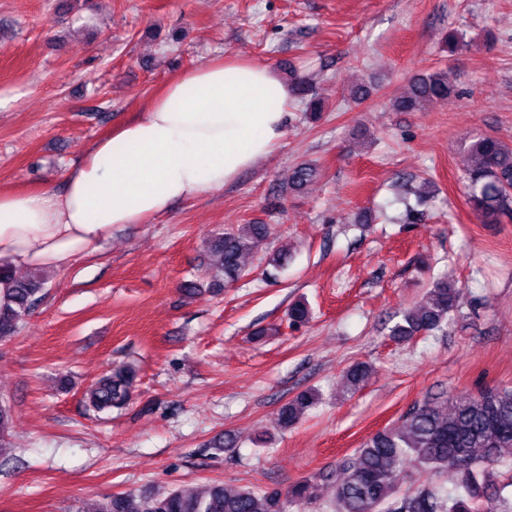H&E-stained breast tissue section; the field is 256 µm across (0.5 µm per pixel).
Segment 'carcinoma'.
<instances>
[{
	"label": "carcinoma",
	"mask_w": 512,
	"mask_h": 512,
	"mask_svg": "<svg viewBox=\"0 0 512 512\" xmlns=\"http://www.w3.org/2000/svg\"><path fill=\"white\" fill-rule=\"evenodd\" d=\"M454 92L448 72L435 69L410 80L408 91L394 99L399 112H416ZM461 152L471 159L462 172L465 203L483 224L512 221V145L490 135H474L461 142ZM319 175L312 163L296 167L290 188L301 190ZM271 235L268 224H244L235 232H223L209 241L218 256L214 277L233 284L245 277L244 255L254 251ZM0 277L13 282L11 304L0 308V339L17 332L18 324L44 296L45 279L35 273L27 280L0 266ZM459 287L439 279L425 300L401 313L390 329L398 341L429 335L448 325L458 307ZM310 308L298 300L288 309L293 325L306 323ZM371 374L370 366L358 363L346 378L354 390ZM135 373L128 365L112 368L92 390L89 402L97 412L123 408L130 399ZM317 400L306 390L284 404L277 421L282 428L298 423ZM512 448V387L485 388L477 393L430 394L415 402L399 426L385 428L369 437L354 453L343 458L344 477L335 489V512H512V498L495 493L496 470L512 471L502 452ZM435 475L452 471V491L427 484L402 493L398 482L407 463ZM324 474L317 473L286 489L213 485L203 490H172L166 494L136 499L131 493L116 494L98 512H312L319 498Z\"/></svg>",
	"instance_id": "carcinoma-1"
}]
</instances>
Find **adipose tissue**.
I'll return each mask as SVG.
<instances>
[{"instance_id":"obj_1","label":"adipose tissue","mask_w":512,"mask_h":512,"mask_svg":"<svg viewBox=\"0 0 512 512\" xmlns=\"http://www.w3.org/2000/svg\"><path fill=\"white\" fill-rule=\"evenodd\" d=\"M293 101L269 66L229 55L171 78L65 173L62 189H0V265L66 269L113 231L233 183L281 146Z\"/></svg>"}]
</instances>
